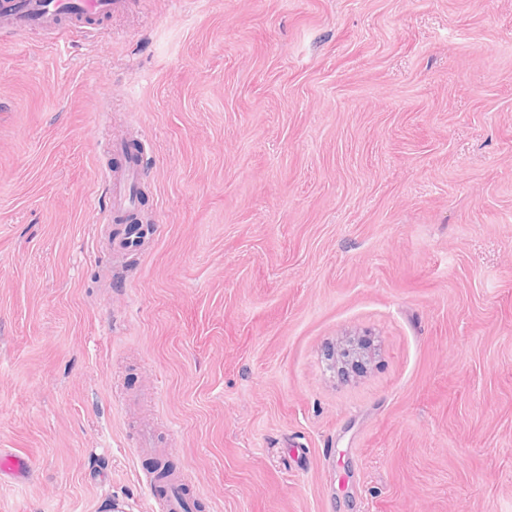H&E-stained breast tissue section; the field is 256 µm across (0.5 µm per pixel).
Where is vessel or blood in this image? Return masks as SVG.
Here are the masks:
<instances>
[{"instance_id": "vessel-or-blood-1", "label": "vessel or blood", "mask_w": 512, "mask_h": 512, "mask_svg": "<svg viewBox=\"0 0 512 512\" xmlns=\"http://www.w3.org/2000/svg\"><path fill=\"white\" fill-rule=\"evenodd\" d=\"M121 6L122 0H0V32H20L33 25L55 30L66 23L88 28ZM141 177V161L135 157L125 159L119 170H105L109 205L97 216V223H111L116 216L136 209L131 186L140 183ZM31 466L27 455L0 454V477L28 472Z\"/></svg>"}]
</instances>
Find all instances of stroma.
<instances>
[{
  "label": "stroma",
  "mask_w": 512,
  "mask_h": 512,
  "mask_svg": "<svg viewBox=\"0 0 512 512\" xmlns=\"http://www.w3.org/2000/svg\"><path fill=\"white\" fill-rule=\"evenodd\" d=\"M118 137L153 233L110 260ZM146 430L202 512H512V0L0 35V512H165ZM32 463L27 455L20 453L0 454V478L5 475L26 473L31 469Z\"/></svg>",
  "instance_id": "obj_1"
}]
</instances>
